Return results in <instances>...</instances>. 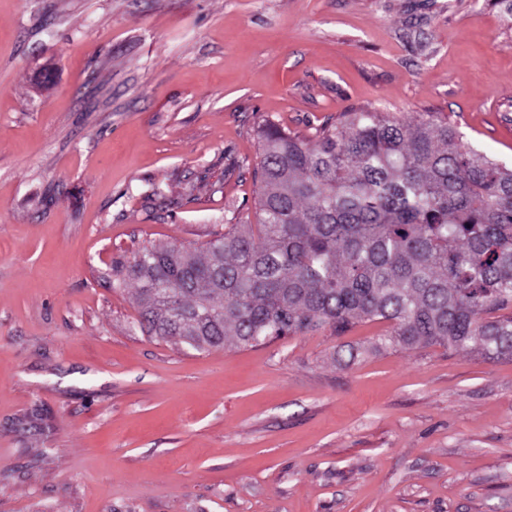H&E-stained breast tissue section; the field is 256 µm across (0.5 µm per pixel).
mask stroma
<instances>
[{
	"mask_svg": "<svg viewBox=\"0 0 512 512\" xmlns=\"http://www.w3.org/2000/svg\"><path fill=\"white\" fill-rule=\"evenodd\" d=\"M357 107L512 166V0H0V512H512V357L197 351L112 285L253 215L259 124Z\"/></svg>",
	"mask_w": 512,
	"mask_h": 512,
	"instance_id": "obj_1",
	"label": "stroma"
}]
</instances>
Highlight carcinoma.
Segmentation results:
<instances>
[{
    "label": "carcinoma",
    "mask_w": 512,
    "mask_h": 512,
    "mask_svg": "<svg viewBox=\"0 0 512 512\" xmlns=\"http://www.w3.org/2000/svg\"><path fill=\"white\" fill-rule=\"evenodd\" d=\"M257 136L256 223L114 269L145 334L200 351L382 321L375 350L512 357V169L434 112L359 108L312 139L270 121Z\"/></svg>",
    "instance_id": "cac0c4a2"
}]
</instances>
